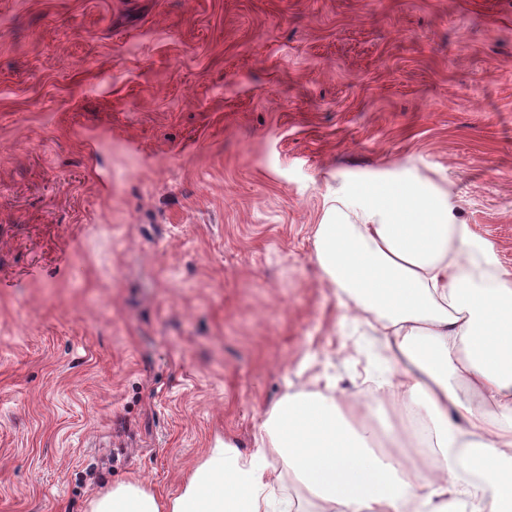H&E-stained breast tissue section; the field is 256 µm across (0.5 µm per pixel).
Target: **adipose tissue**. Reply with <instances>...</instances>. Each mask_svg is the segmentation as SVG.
<instances>
[{"instance_id": "adipose-tissue-1", "label": "adipose tissue", "mask_w": 512, "mask_h": 512, "mask_svg": "<svg viewBox=\"0 0 512 512\" xmlns=\"http://www.w3.org/2000/svg\"><path fill=\"white\" fill-rule=\"evenodd\" d=\"M353 195L359 223L318 225L313 255L339 325L368 322L383 350L365 384L285 394L249 452L218 442L178 494L121 482L87 512H272L275 488L297 512H512V281L447 193L398 172Z\"/></svg>"}]
</instances>
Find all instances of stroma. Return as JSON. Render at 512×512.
Instances as JSON below:
<instances>
[{
    "label": "stroma",
    "instance_id": "35a3bbf8",
    "mask_svg": "<svg viewBox=\"0 0 512 512\" xmlns=\"http://www.w3.org/2000/svg\"><path fill=\"white\" fill-rule=\"evenodd\" d=\"M397 170L512 274V0H0V512L352 388L313 233Z\"/></svg>",
    "mask_w": 512,
    "mask_h": 512
}]
</instances>
